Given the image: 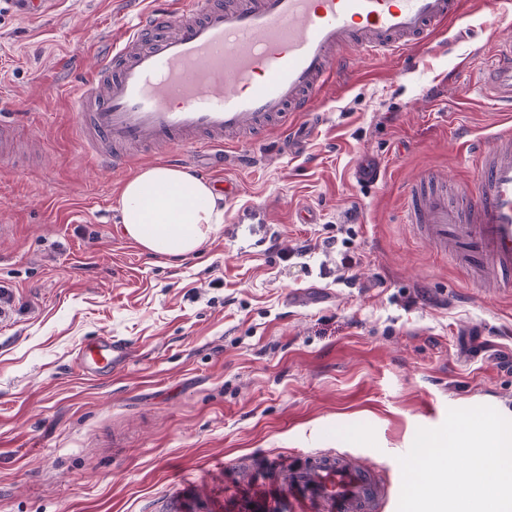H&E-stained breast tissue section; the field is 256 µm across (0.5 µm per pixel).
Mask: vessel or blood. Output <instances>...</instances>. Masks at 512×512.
<instances>
[{"mask_svg": "<svg viewBox=\"0 0 512 512\" xmlns=\"http://www.w3.org/2000/svg\"><path fill=\"white\" fill-rule=\"evenodd\" d=\"M462 0H164L140 13L74 90L85 141L100 167L125 164L115 147L191 145L222 152L230 135L287 128L312 111L349 54L423 48L459 15ZM488 88L512 105V40L497 46ZM476 150V181L449 200L445 186L416 187L407 218L437 252L473 274L512 285V128ZM126 358L108 339L82 343L81 375L101 379ZM276 512H377L384 491L350 455L280 458Z\"/></svg>", "mask_w": 512, "mask_h": 512, "instance_id": "obj_1", "label": "vessel or blood"}]
</instances>
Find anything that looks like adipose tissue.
I'll list each match as a JSON object with an SVG mask.
<instances>
[{
  "label": "adipose tissue",
  "instance_id": "1",
  "mask_svg": "<svg viewBox=\"0 0 512 512\" xmlns=\"http://www.w3.org/2000/svg\"><path fill=\"white\" fill-rule=\"evenodd\" d=\"M125 234L152 254L183 257L197 252L224 221V197L188 171L145 167L120 193Z\"/></svg>",
  "mask_w": 512,
  "mask_h": 512
}]
</instances>
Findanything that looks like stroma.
<instances>
[{"label":"stroma","instance_id":"obj_1","mask_svg":"<svg viewBox=\"0 0 512 512\" xmlns=\"http://www.w3.org/2000/svg\"><path fill=\"white\" fill-rule=\"evenodd\" d=\"M151 0H0V512H162L173 491L226 512L242 485L279 494L234 458L360 457L397 512L398 462L452 408L512 419V287H479L406 220L422 176L468 187L460 142L489 146L512 110L482 91L512 0H465L427 49L351 55L289 147L273 131L222 167L224 222L181 260L123 232L120 189L168 152L98 168L67 89ZM315 221L302 224L301 211ZM351 264L342 265V255ZM127 347L110 377L76 375L77 345Z\"/></svg>","mask_w":512,"mask_h":512}]
</instances>
